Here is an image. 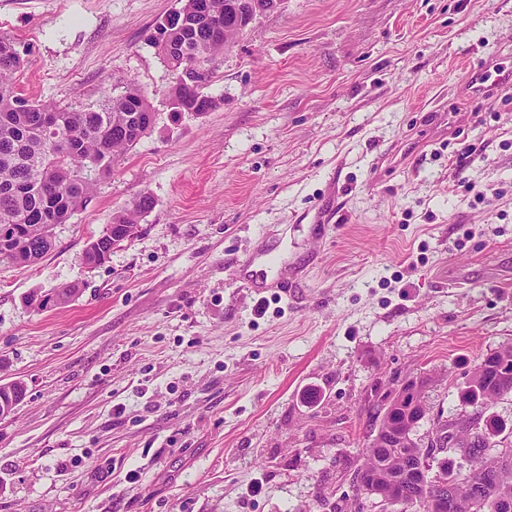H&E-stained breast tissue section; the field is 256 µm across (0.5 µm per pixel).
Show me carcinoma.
Masks as SVG:
<instances>
[{
  "instance_id": "obj_1",
  "label": "carcinoma",
  "mask_w": 512,
  "mask_h": 512,
  "mask_svg": "<svg viewBox=\"0 0 512 512\" xmlns=\"http://www.w3.org/2000/svg\"><path fill=\"white\" fill-rule=\"evenodd\" d=\"M180 11L191 24L188 32L160 25L152 36L163 61L175 73L190 69L195 84L178 81L172 92L176 112L202 114L214 106L204 93L216 59L237 42L244 28L224 32L238 13L242 0H181ZM24 59L10 38L0 34V264L15 265L12 250L22 253L27 266L54 245V226L65 224L91 200L98 183L112 174L117 158L152 127L154 112L138 88L120 94L107 91L97 102L61 107L54 102L30 101L13 90V79ZM150 196H140L114 217L106 231L83 254L87 265L99 266L112 248L136 234L138 217L151 209ZM79 293L63 284L45 295H35L31 305L43 311L65 304ZM464 399L475 407L476 420L495 400L512 394V345L486 354L471 373ZM426 413L398 398L386 404L377 436L356 470L360 494L387 502V512H433L430 499L445 512H512V448L491 456L497 446L492 436L499 426L485 420L472 428L471 418L460 415L437 424L427 445L417 438L394 447L387 430L403 429ZM451 441L452 449L468 463L467 473L455 475L448 460L440 462L442 482L426 488L413 467L419 458L434 454V441Z\"/></svg>"
}]
</instances>
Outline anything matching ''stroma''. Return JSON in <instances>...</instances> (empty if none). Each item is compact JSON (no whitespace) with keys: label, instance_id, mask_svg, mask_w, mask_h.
I'll use <instances>...</instances> for the list:
<instances>
[{"label":"stroma","instance_id":"35a3bbf8","mask_svg":"<svg viewBox=\"0 0 512 512\" xmlns=\"http://www.w3.org/2000/svg\"><path fill=\"white\" fill-rule=\"evenodd\" d=\"M179 0H0L16 94L135 84L155 121L27 267L0 264V512H381L354 478L394 387L427 440L512 345V0H281L173 114L149 37ZM150 195L136 236L82 255ZM342 217L317 223L320 200ZM257 295L228 277L260 251ZM64 283L71 302L34 311Z\"/></svg>","mask_w":512,"mask_h":512}]
</instances>
